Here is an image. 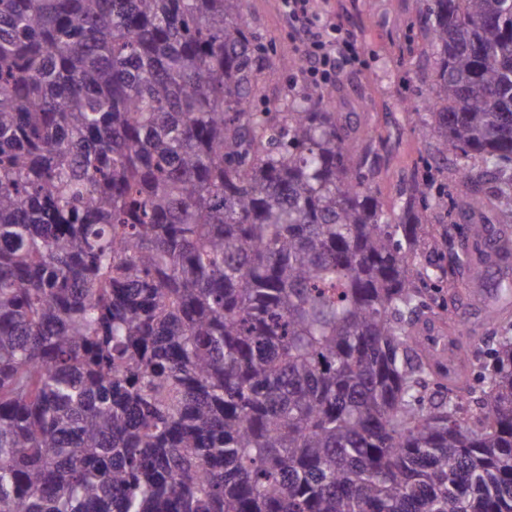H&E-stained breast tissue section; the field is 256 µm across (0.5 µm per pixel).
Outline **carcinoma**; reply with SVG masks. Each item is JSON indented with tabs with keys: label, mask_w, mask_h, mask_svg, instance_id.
<instances>
[{
	"label": "carcinoma",
	"mask_w": 512,
	"mask_h": 512,
	"mask_svg": "<svg viewBox=\"0 0 512 512\" xmlns=\"http://www.w3.org/2000/svg\"><path fill=\"white\" fill-rule=\"evenodd\" d=\"M424 2L425 132L512 212V0ZM276 73L246 0H0V512H512V320L450 370L418 286L512 300L509 227L472 257L417 180L395 218Z\"/></svg>",
	"instance_id": "carcinoma-1"
}]
</instances>
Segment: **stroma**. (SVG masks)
<instances>
[{"mask_svg": "<svg viewBox=\"0 0 512 512\" xmlns=\"http://www.w3.org/2000/svg\"><path fill=\"white\" fill-rule=\"evenodd\" d=\"M331 8L363 48L359 62L336 78L335 106L353 115L361 131L373 136L369 165L380 201L395 211L402 188L411 180L445 181L447 200L435 207L422 206L424 221L454 225L468 249L477 251L462 207L465 187L456 171L440 168L432 136L408 110L409 105L423 103L433 72V57L422 36L421 0H332ZM247 12L279 65L277 78L264 89V101L271 106L287 89L302 85L303 55L288 34L282 0H249ZM490 284V278L460 269L454 287L443 288L436 296L438 324L450 329L466 323L475 343H484L494 327L480 317L481 306L473 295Z\"/></svg>", "mask_w": 512, "mask_h": 512, "instance_id": "stroma-1", "label": "stroma"}]
</instances>
